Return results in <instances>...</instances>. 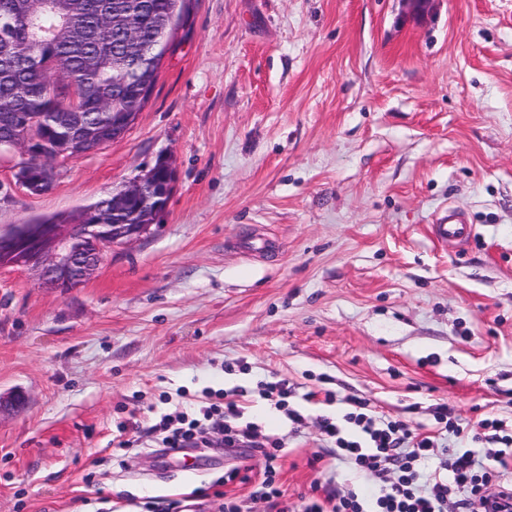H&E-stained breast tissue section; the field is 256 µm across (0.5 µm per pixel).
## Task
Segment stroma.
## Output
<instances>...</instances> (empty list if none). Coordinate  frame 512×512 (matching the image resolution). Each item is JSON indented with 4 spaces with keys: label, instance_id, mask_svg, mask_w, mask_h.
I'll list each match as a JSON object with an SVG mask.
<instances>
[{
    "label": "stroma",
    "instance_id": "stroma-1",
    "mask_svg": "<svg viewBox=\"0 0 512 512\" xmlns=\"http://www.w3.org/2000/svg\"><path fill=\"white\" fill-rule=\"evenodd\" d=\"M134 126L18 187L0 231L77 212L171 158L150 234L66 290L0 266V512H272L384 484L336 454L349 398L436 437L433 472L512 422V0H192ZM455 208L466 245L430 226ZM286 381V408L265 399ZM236 392L250 440L153 454L163 416ZM296 410L300 427L289 422ZM126 422L140 449L112 461ZM247 466V478L224 484ZM284 450L282 445L275 444L273 448H260V451L265 458V466L263 471L264 479L253 492L259 494L261 497L270 498L272 496L281 497L283 492L280 488L274 487L275 477L279 471V460L283 455L281 452Z\"/></svg>",
    "mask_w": 512,
    "mask_h": 512
}]
</instances>
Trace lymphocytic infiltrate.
<instances>
[{"label":"lymphocytic infiltrate","mask_w":512,"mask_h":512,"mask_svg":"<svg viewBox=\"0 0 512 512\" xmlns=\"http://www.w3.org/2000/svg\"><path fill=\"white\" fill-rule=\"evenodd\" d=\"M350 418L370 440L369 447L359 442L342 439L335 423L323 420L322 429L334 438L342 456L349 458L362 473H392L390 484L379 493L366 496L351 491L320 503H304L302 512H446L449 496L460 490H469L481 505H488L487 493L499 473L512 467V434L506 433L504 423L495 416L481 420L488 440L497 442L498 450L478 455L466 450L445 459L429 477L428 488L417 483V464L429 459L435 451V442L427 432L410 429L397 421L384 422L368 412L367 400L353 399ZM212 411L190 422H173L164 418L160 429L162 443L167 448H187L207 444V431Z\"/></svg>","instance_id":"obj_1"}]
</instances>
